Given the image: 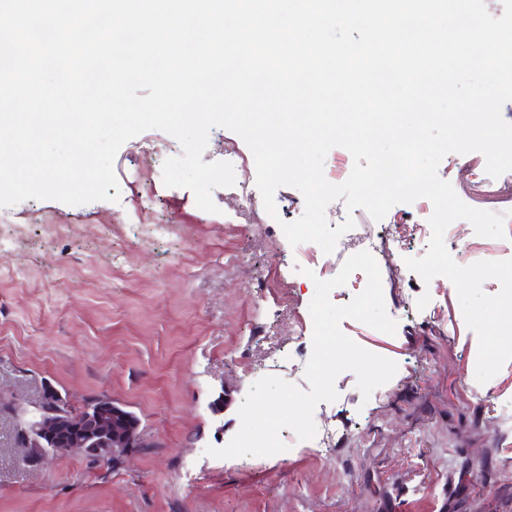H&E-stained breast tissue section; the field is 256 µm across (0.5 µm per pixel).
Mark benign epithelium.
Masks as SVG:
<instances>
[{
    "label": "benign epithelium",
    "instance_id": "7a95c632",
    "mask_svg": "<svg viewBox=\"0 0 512 512\" xmlns=\"http://www.w3.org/2000/svg\"><path fill=\"white\" fill-rule=\"evenodd\" d=\"M37 423L19 440L20 461L33 466L70 452L94 453L102 463L114 464L139 448H151L137 417L111 398L84 401L74 408L65 403L52 408L35 405Z\"/></svg>",
    "mask_w": 512,
    "mask_h": 512
}]
</instances>
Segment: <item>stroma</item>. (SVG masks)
<instances>
[{"label": "stroma", "instance_id": "1", "mask_svg": "<svg viewBox=\"0 0 512 512\" xmlns=\"http://www.w3.org/2000/svg\"><path fill=\"white\" fill-rule=\"evenodd\" d=\"M143 141L117 153L118 201L0 209L9 220L0 232L14 242V269L0 274V512H512V428L471 394L478 338L446 277L426 284L404 267L432 236L424 198L379 221L340 200L326 209L329 225L353 217L381 243L375 259L396 332L349 318L341 330L395 361L394 377L367 399L352 372L337 377L326 409L332 448L246 464L206 455L238 432L261 377L308 389L304 374L278 366L279 348L308 320L313 280L329 269L317 244L281 245L264 207L240 206L219 187L213 214L189 189L165 186V156L145 154ZM228 145L255 178L250 149L224 127L210 130L203 162L223 160ZM438 172L466 204L505 216L503 240L452 223L448 251L467 246L470 264L512 258V184L486 185L478 152L448 154ZM147 224L174 233L148 242ZM130 267L138 277H126ZM46 388L76 407L108 395L138 416L154 447L113 468L79 456L25 466L15 410L32 409Z\"/></svg>", "mask_w": 512, "mask_h": 512}]
</instances>
